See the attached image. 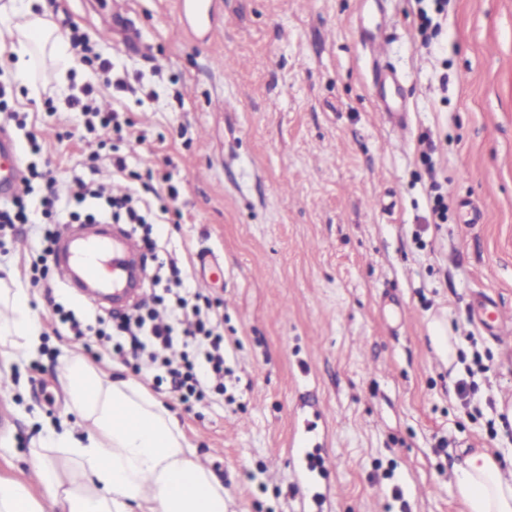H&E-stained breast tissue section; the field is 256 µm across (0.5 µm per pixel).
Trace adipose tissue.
<instances>
[{
	"mask_svg": "<svg viewBox=\"0 0 512 512\" xmlns=\"http://www.w3.org/2000/svg\"><path fill=\"white\" fill-rule=\"evenodd\" d=\"M46 0H7L0 24L12 38L19 79L34 54L50 59L67 95L66 41L48 18ZM42 329L22 286L0 289V357L34 358ZM63 417L46 421L31 464L41 494L0 478V512H225L224 484L192 451L174 414L132 377H116L81 353L63 359ZM467 512H512V476L488 453L465 458L456 482Z\"/></svg>",
	"mask_w": 512,
	"mask_h": 512,
	"instance_id": "1",
	"label": "adipose tissue"
}]
</instances>
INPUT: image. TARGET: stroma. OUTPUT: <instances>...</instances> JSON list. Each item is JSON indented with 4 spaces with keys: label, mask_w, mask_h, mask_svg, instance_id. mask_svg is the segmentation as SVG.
<instances>
[{
    "label": "stroma",
    "mask_w": 512,
    "mask_h": 512,
    "mask_svg": "<svg viewBox=\"0 0 512 512\" xmlns=\"http://www.w3.org/2000/svg\"><path fill=\"white\" fill-rule=\"evenodd\" d=\"M126 3L116 27L112 0H46L62 35L111 64L95 79L73 54L71 96L93 83L130 138L110 148L78 123L53 68L21 83L5 33L0 81L26 116L25 129L7 130L24 165L26 132L41 136L62 194L89 176L116 193L141 189L114 179L116 150L130 170L169 173L178 211L153 229L158 257L140 297L162 294L176 267L219 303L227 390L190 405L126 356L84 344L55 306L82 319L110 307L57 274L37 278L44 227L18 225L0 235V278L33 296L43 355L0 379V475L38 487L33 417L61 410L57 369L78 350L169 407L223 480L227 512H300L310 485L298 443L316 435L338 488L324 512H466L456 494L465 457L512 461V333L489 335L476 313L482 297L512 314V0H220L203 45L183 34L175 0ZM425 15L433 29L421 30ZM389 73L405 91L402 129L380 110L377 78ZM465 200L486 223H464ZM203 254L218 263L204 275ZM436 319L455 361L430 340Z\"/></svg>",
    "instance_id": "obj_1"
}]
</instances>
